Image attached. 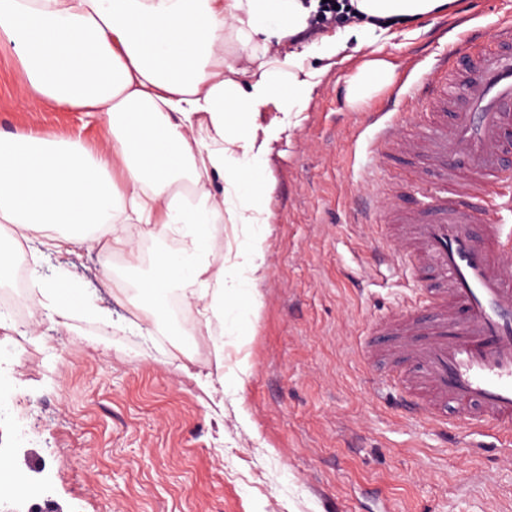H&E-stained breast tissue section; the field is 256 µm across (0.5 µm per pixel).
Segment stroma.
I'll return each instance as SVG.
<instances>
[{"instance_id": "obj_1", "label": "stroma", "mask_w": 512, "mask_h": 512, "mask_svg": "<svg viewBox=\"0 0 512 512\" xmlns=\"http://www.w3.org/2000/svg\"><path fill=\"white\" fill-rule=\"evenodd\" d=\"M504 18L512 0H451L378 39L397 78L358 109L346 100L356 52L329 68L299 130L282 113H262L280 134L268 156L269 275L246 337L159 325L137 333L130 298L156 257L174 249L168 239L139 237V262L124 263L108 289L101 246L29 252L46 279L77 277L115 325L81 311L60 324L18 305L17 321L0 327V462L64 512H373L365 488L391 512H512V459L396 414L394 390H380L357 351L367 320L400 310L417 286L401 260L374 259L372 227L356 212L368 185L387 179L401 200L420 199L419 163L398 156L380 165L369 115L432 78L456 40L492 35ZM24 80L15 51L0 46V134L78 137L91 147L102 138L103 125L85 113L20 103ZM17 331L29 334L32 363L13 344ZM50 337L67 358L45 353ZM243 354L251 376L240 390L233 371ZM200 376L223 385V406ZM33 454L43 471L29 470Z\"/></svg>"}]
</instances>
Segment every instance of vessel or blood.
Returning a JSON list of instances; mask_svg holds the SVG:
<instances>
[{
    "instance_id": "vessel-or-blood-1",
    "label": "vessel or blood",
    "mask_w": 512,
    "mask_h": 512,
    "mask_svg": "<svg viewBox=\"0 0 512 512\" xmlns=\"http://www.w3.org/2000/svg\"><path fill=\"white\" fill-rule=\"evenodd\" d=\"M438 77L414 84L402 111L430 108L420 134L396 122L375 130L380 162L399 152L425 160V205L393 207L377 239L416 277V299L372 320L361 343L365 368L382 362L381 382L395 385L402 414L447 431L457 421L493 434L512 450V22L500 21L492 50L438 60Z\"/></svg>"
}]
</instances>
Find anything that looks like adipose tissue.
Returning a JSON list of instances; mask_svg holds the SVG:
<instances>
[{"label":"adipose tissue","instance_id":"obj_1","mask_svg":"<svg viewBox=\"0 0 512 512\" xmlns=\"http://www.w3.org/2000/svg\"><path fill=\"white\" fill-rule=\"evenodd\" d=\"M352 2L358 24L323 37L321 58H341L349 38L429 15L443 0ZM310 20L305 0H0V43L15 50L26 73L21 100L84 112L105 128L93 148L0 134V222L58 228L44 243L58 252L102 240L133 258L138 228L178 240L138 293L146 324L160 320L171 295L195 309L184 321L191 330L255 312L268 274L275 183L266 155L278 135L258 118L270 106L301 122L324 74L294 52L269 58L257 39L296 35ZM393 79L392 64L373 56L350 74L347 99L362 106ZM216 175L224 181L219 197L211 191ZM219 224L231 225L238 243L217 266L211 243ZM32 281L36 307L63 319L77 307L111 325V310L94 298L60 297L69 280L49 285L36 274Z\"/></svg>","mask_w":512,"mask_h":512}]
</instances>
